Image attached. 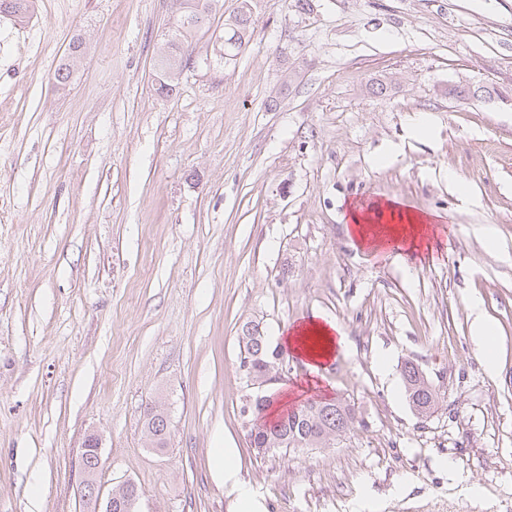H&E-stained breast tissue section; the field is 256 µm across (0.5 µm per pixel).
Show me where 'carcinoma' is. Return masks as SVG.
<instances>
[{"mask_svg":"<svg viewBox=\"0 0 512 512\" xmlns=\"http://www.w3.org/2000/svg\"><path fill=\"white\" fill-rule=\"evenodd\" d=\"M34 3L35 0H0V13H9L23 19L33 10ZM214 3L215 0H179L175 35L168 42L167 50L160 60L162 78L156 88L158 94L167 95L172 91L171 81L178 78L188 64V57L184 56V44L202 28ZM251 23V8L247 4L226 20L224 35L220 37L221 58L238 55L249 40ZM84 54L85 43L79 37L73 38L67 56L55 71L57 84L66 86L71 82L77 62ZM239 343L242 344L244 358L255 363L258 369L274 362V349L269 345L259 324L252 321L245 323L241 328ZM400 376L410 407L422 410L431 403L438 404L440 393L426 386L413 361L406 360L401 364ZM356 424L358 419L354 408L341 399L317 406L301 405L279 416L277 424L255 438L251 448L258 456L275 441L280 442L281 450L295 448L299 442L305 443L307 448H316L330 436L340 437L355 429ZM167 427L164 413L158 410L147 413V431L159 448L164 447ZM138 499L139 490L135 486L131 488L121 485L112 490L114 512H134Z\"/></svg>","mask_w":512,"mask_h":512,"instance_id":"obj_1","label":"carcinoma"}]
</instances>
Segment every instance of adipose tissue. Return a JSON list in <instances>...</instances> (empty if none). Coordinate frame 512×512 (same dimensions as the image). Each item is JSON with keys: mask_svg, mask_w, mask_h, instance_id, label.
Instances as JSON below:
<instances>
[{"mask_svg": "<svg viewBox=\"0 0 512 512\" xmlns=\"http://www.w3.org/2000/svg\"><path fill=\"white\" fill-rule=\"evenodd\" d=\"M346 218L356 242L374 251L399 244L420 250L431 237V216L404 210L392 200L378 202L363 212L348 209ZM284 342L289 353L304 360L308 367L305 394L321 392V368L345 344L336 322L313 317L289 329Z\"/></svg>", "mask_w": 512, "mask_h": 512, "instance_id": "1", "label": "adipose tissue"}]
</instances>
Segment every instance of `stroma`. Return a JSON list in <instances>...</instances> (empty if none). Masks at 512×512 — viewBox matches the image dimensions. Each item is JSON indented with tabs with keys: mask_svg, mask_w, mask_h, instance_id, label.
Masks as SVG:
<instances>
[{
	"mask_svg": "<svg viewBox=\"0 0 512 512\" xmlns=\"http://www.w3.org/2000/svg\"><path fill=\"white\" fill-rule=\"evenodd\" d=\"M251 2L245 49L215 50L242 5L219 0L166 97L174 0L0 14V512H93L92 436L98 485L134 482L136 512H234L222 448L248 512H512V106L448 94L512 90V0ZM363 192L448 230L374 257L342 220ZM315 314L346 337L324 384L362 425L255 456L239 328L272 339ZM406 359L441 391L431 416L406 401ZM85 43L79 37H74L71 41L67 56L60 62L55 71V80L59 85H68L76 72L77 62L85 54ZM473 336L477 340V351L493 372L497 366L498 350L493 325L482 315L477 314L472 323ZM233 457V450L224 448L225 464L223 465L224 484L229 485L231 490L237 493L238 499L244 502H251V494L249 490L239 483L235 465L230 461Z\"/></svg>",
	"mask_w": 512,
	"mask_h": 512,
	"instance_id": "stroma-1",
	"label": "stroma"
}]
</instances>
